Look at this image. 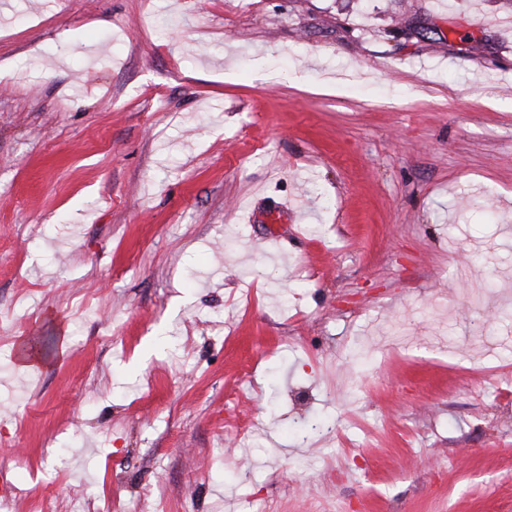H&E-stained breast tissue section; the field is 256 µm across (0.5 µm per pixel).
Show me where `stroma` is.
I'll return each instance as SVG.
<instances>
[{
  "instance_id": "1",
  "label": "stroma",
  "mask_w": 512,
  "mask_h": 512,
  "mask_svg": "<svg viewBox=\"0 0 512 512\" xmlns=\"http://www.w3.org/2000/svg\"><path fill=\"white\" fill-rule=\"evenodd\" d=\"M0 480L512 512V0H0Z\"/></svg>"
}]
</instances>
